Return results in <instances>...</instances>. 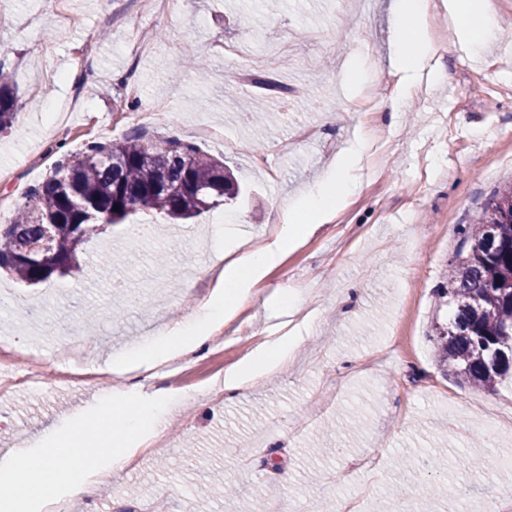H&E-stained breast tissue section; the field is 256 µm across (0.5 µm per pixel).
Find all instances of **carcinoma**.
<instances>
[{"label":"carcinoma","instance_id":"obj_1","mask_svg":"<svg viewBox=\"0 0 512 512\" xmlns=\"http://www.w3.org/2000/svg\"><path fill=\"white\" fill-rule=\"evenodd\" d=\"M17 111L13 72L0 59V133L14 126ZM238 193L224 163L192 144L91 140L81 157L56 162L25 191L12 222L0 227V271L29 285L69 275L80 268L79 250L105 224L144 209L177 224ZM470 229L448 263L442 297L451 310L435 325L433 341L439 361L458 378L491 388L512 370V183Z\"/></svg>","mask_w":512,"mask_h":512}]
</instances>
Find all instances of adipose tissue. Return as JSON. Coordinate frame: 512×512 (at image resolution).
Segmentation results:
<instances>
[{
	"instance_id": "1",
	"label": "adipose tissue",
	"mask_w": 512,
	"mask_h": 512,
	"mask_svg": "<svg viewBox=\"0 0 512 512\" xmlns=\"http://www.w3.org/2000/svg\"><path fill=\"white\" fill-rule=\"evenodd\" d=\"M459 42L472 52L497 35L488 0H449ZM430 0H395L393 46L394 75L399 91L391 96L390 111L404 104L402 89L422 81L442 83L446 71L434 61L424 21ZM367 140H354L337 159L336 166L321 182L311 186L283 215L284 225L274 237L258 245L238 243L224 255L223 265L210 267L215 285L200 302L195 315L175 322L162 335L135 351L109 362L113 374L130 370L150 372L164 362L195 353L223 326L229 325L250 297L254 286L288 250L313 234L338 207L359 189L356 172L368 152ZM297 345L293 336L266 342L251 357L224 374V391L234 395L251 383L288 364ZM169 398L157 396L146 404L131 402L128 391L116 388L101 393L91 414H77L45 431L35 442L0 457V512H28L33 502L50 507L56 488L70 496L91 495L96 484L124 470L138 450L158 433ZM110 450L107 466L95 459Z\"/></svg>"
}]
</instances>
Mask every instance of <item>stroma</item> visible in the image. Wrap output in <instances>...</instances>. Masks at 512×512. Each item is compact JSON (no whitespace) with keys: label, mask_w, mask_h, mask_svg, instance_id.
Listing matches in <instances>:
<instances>
[{"label":"stroma","mask_w":512,"mask_h":512,"mask_svg":"<svg viewBox=\"0 0 512 512\" xmlns=\"http://www.w3.org/2000/svg\"><path fill=\"white\" fill-rule=\"evenodd\" d=\"M447 0L428 19L435 58L449 76L439 89L418 88L391 115L383 102L392 70L393 0H173L158 21L154 0H0V57H8L19 111L0 134V198L22 200L52 164L86 141L143 134L177 139L215 155L242 192L188 224L139 213L150 236L106 226L87 243L90 263L37 286L0 273V341L55 356L80 336L82 364L130 351L165 326L193 316L209 293L204 272L242 238L260 240L282 226L289 203L321 178L358 136L370 143L361 187L315 235L290 249L253 289L223 338L188 358L174 376L131 371L99 377L143 398L173 402L166 440L138 457L90 500H65L66 512H189L198 483L237 488L206 512H333L322 491L334 486L362 512L380 499L413 512H505L498 488L512 482V377L494 390L445 374L431 333L446 321L438 288L472 223L512 180V0H490L499 38L474 60L458 44ZM155 46L135 41L148 23ZM108 25L111 37L99 39ZM244 42L271 54L264 73L282 87L265 96L244 60L224 47ZM200 56L194 72L171 78L172 63ZM261 100L278 113L276 134L261 140L236 101ZM161 103L153 125L131 114ZM447 225V237L437 233ZM299 294L282 315L283 289ZM296 330L301 342L280 372L236 395L224 374L274 337ZM88 387L47 373L41 389L20 384L0 397V451L22 445L85 406ZM264 444L252 445L255 433ZM194 453H186L185 444ZM493 460L473 468L471 459Z\"/></svg>","instance_id":"1"}]
</instances>
